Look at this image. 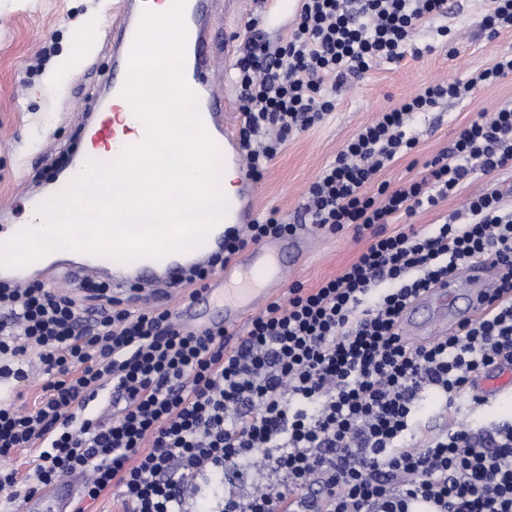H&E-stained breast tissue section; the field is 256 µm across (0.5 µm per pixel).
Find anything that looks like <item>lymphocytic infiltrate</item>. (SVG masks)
<instances>
[{
	"label": "lymphocytic infiltrate",
	"mask_w": 512,
	"mask_h": 512,
	"mask_svg": "<svg viewBox=\"0 0 512 512\" xmlns=\"http://www.w3.org/2000/svg\"><path fill=\"white\" fill-rule=\"evenodd\" d=\"M449 0H303L277 43L250 40L233 66L254 177L290 135L335 107L327 85L403 59ZM512 75V53L467 80L425 86L365 125L310 186L299 224L275 214L229 237L227 257L298 225L369 235L319 287L293 284L246 335L194 334L169 308L131 310L104 283L90 303L36 283H0V378L44 379L30 407L0 403V456L29 449L31 473H0V512L40 485H85L73 512L115 490L123 512H512V420L468 425L488 399L480 373L512 369V205L498 186L462 215L419 229L409 216L456 194L474 171L512 166V106L468 123L425 175L381 174L417 145L418 116ZM487 262L501 298L455 334L412 343L405 309L448 276ZM233 470L234 481L224 479Z\"/></svg>",
	"instance_id": "1"
}]
</instances>
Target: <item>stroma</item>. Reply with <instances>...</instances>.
<instances>
[{
  "mask_svg": "<svg viewBox=\"0 0 512 512\" xmlns=\"http://www.w3.org/2000/svg\"><path fill=\"white\" fill-rule=\"evenodd\" d=\"M112 2L0 0V201H13L11 220H26L30 200L48 189L56 165L71 161L82 147L79 128L88 99L105 96L112 77ZM458 4L459 12L444 20L452 30L447 45L439 44L431 28L417 29L412 45L420 56L380 63L348 78L335 93L333 112L288 140L258 181V213L274 209L284 222L294 221L310 185L362 126L426 84L464 79L512 51V34L489 38L480 32L489 0ZM510 103L512 76L476 88L464 101H443L415 120L416 148L389 167L384 179L394 186L419 179L424 163L446 149L460 128ZM46 144L51 153H43ZM493 181L511 188L512 168L491 178L472 175L458 194L412 216V224L443 222ZM316 239L298 276L307 288L338 275L366 246L346 233L320 232Z\"/></svg>",
  "mask_w": 512,
  "mask_h": 512,
  "instance_id": "obj_1",
  "label": "stroma"
}]
</instances>
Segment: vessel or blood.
<instances>
[{
    "mask_svg": "<svg viewBox=\"0 0 512 512\" xmlns=\"http://www.w3.org/2000/svg\"><path fill=\"white\" fill-rule=\"evenodd\" d=\"M157 2L118 0L119 8L112 22L110 96L95 118L82 128L83 147L76 168H83L90 159L106 161V148L120 134L118 115L126 105L121 90L129 52L143 11L153 9ZM219 2L224 5V36L216 39L211 35L209 22ZM300 6V0H186L185 80L197 96L203 125L219 148L225 168L238 175L225 215L201 245L159 258L143 256L131 262L63 250L53 261L43 257L22 268L0 267V282L21 287L32 283L46 285L62 276L76 281L101 275L110 285L113 297L133 292L147 305L180 293L192 270L208 266L215 255L223 253L224 238L229 231L256 220V181L236 133V120L230 107L233 88L230 81L215 80L216 73L228 71L240 51L241 32L236 22L253 15L266 32L279 35L292 25ZM312 251V237L307 232L267 240L243 251L204 287L184 297L177 310L181 326L190 332L216 322L227 329L238 327L246 314L267 305L271 292L286 285ZM244 277L250 285L241 289L240 301L227 303V285ZM500 279L497 268L480 263L465 274L449 277L447 282L431 288L408 306L402 320L403 333L422 341L454 334L462 324L482 313L488 299L497 294ZM475 386L477 391L489 396L511 390L512 371L480 376ZM79 490L74 480L60 479L29 495L23 503V512H71Z\"/></svg>",
    "mask_w": 512,
    "mask_h": 512,
    "instance_id": "vessel-or-blood-1",
    "label": "vessel or blood"
}]
</instances>
